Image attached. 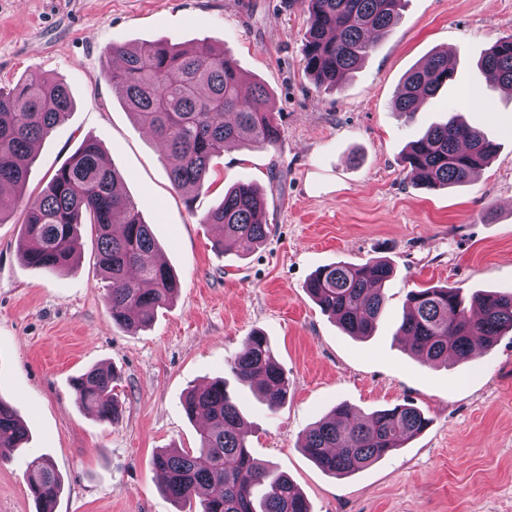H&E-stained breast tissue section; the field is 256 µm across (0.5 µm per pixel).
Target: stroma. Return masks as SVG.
Masks as SVG:
<instances>
[{"label": "stroma", "instance_id": "1", "mask_svg": "<svg viewBox=\"0 0 512 512\" xmlns=\"http://www.w3.org/2000/svg\"><path fill=\"white\" fill-rule=\"evenodd\" d=\"M307 28L301 0H0V87L36 71L63 81L74 102L38 146L25 197L96 139L180 282L151 327L129 331L112 322L90 225L80 229L76 263L48 274L20 256L23 206L0 224V399L28 430L20 455L0 462V512H34L24 459L39 455L63 478L56 512H179L152 458L198 446L203 422L186 416L183 397L217 378L239 401L254 456L288 474L311 512H512V332L468 361L437 366L394 337L411 290L512 291V94L488 87L478 66L512 36V0H406L400 20L334 90L303 72ZM201 39L266 87L280 140L225 149L190 201L105 73L113 44ZM441 50L453 53L456 81L413 119L400 116L393 101L403 77ZM464 90L478 105H462ZM452 112L498 152L464 186L423 189L406 175L407 146ZM238 181L264 190L272 231L261 245L219 253L203 218ZM371 258L394 272L382 321L356 339L305 285L321 266ZM256 329L290 380L274 413L229 367ZM99 365L120 375L112 424L72 389ZM342 402L365 414L408 403L430 425L405 448L334 477L298 439Z\"/></svg>", "mask_w": 512, "mask_h": 512}]
</instances>
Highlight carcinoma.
Returning a JSON list of instances; mask_svg holds the SVG:
<instances>
[{"mask_svg":"<svg viewBox=\"0 0 512 512\" xmlns=\"http://www.w3.org/2000/svg\"><path fill=\"white\" fill-rule=\"evenodd\" d=\"M404 2L305 0L310 18L302 45L306 75L320 87H338L371 50L367 33H383L396 24ZM112 53L123 59L121 67L107 72L112 92L161 145L175 189L201 191L212 158L227 145L278 144L268 90L258 83L250 95H241L236 63L208 41L188 49L171 42L115 45ZM481 70L492 86L512 85L511 37L491 45ZM452 78L448 54H432L404 76L394 111L412 118ZM72 105L64 83L38 73L0 88V224L23 200L36 145L65 120ZM496 151L493 140L450 114L411 142L404 161L415 183L433 190L470 182ZM265 208L256 185L240 181L230 186L204 218L219 229L214 249L222 253L231 241L263 243L271 232ZM24 209L21 258L51 273L73 264L78 226L89 221L96 232L99 266L109 282L106 302L115 325L147 327L157 310L175 299L179 279L166 263L151 260L156 243L150 225L122 190L119 174L103 164L97 140L84 139L40 194L25 201ZM391 273L386 259L340 262L316 269L306 290L346 334L363 337L375 330L384 312V285ZM405 307L395 337L428 364L465 361L474 352V342L490 346L504 331H512V293L476 292L466 298L459 288H422L407 294ZM230 369L268 410L285 404L290 382L263 333L254 331L245 339ZM116 381L114 371L92 367L74 379L75 399L111 424L116 419ZM183 408L191 419L204 417L207 427L200 433L199 447L155 453L153 466L163 475L162 487L170 499L183 505L196 501L199 512H309L296 484L252 454L240 407L224 380L189 390ZM429 424L409 404L368 415L341 404L301 436L300 449L324 472L341 476L406 447ZM27 439L13 408L0 399V461L13 457ZM26 476L32 497L57 501L62 481L49 459L28 461Z\"/></svg>","mask_w":512,"mask_h":512,"instance_id":"1","label":"carcinoma"}]
</instances>
